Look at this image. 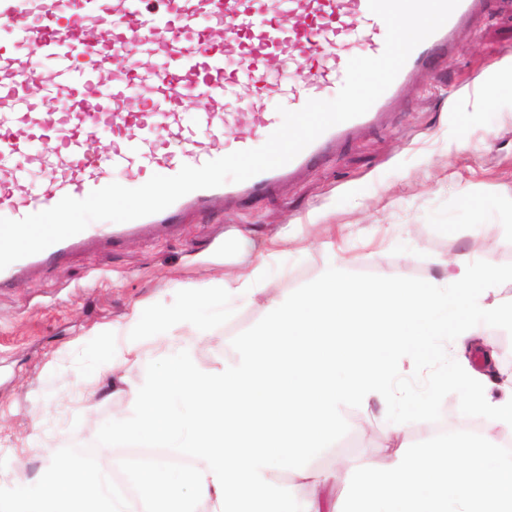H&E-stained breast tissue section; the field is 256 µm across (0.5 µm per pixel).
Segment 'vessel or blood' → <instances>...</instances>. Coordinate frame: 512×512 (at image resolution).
Segmentation results:
<instances>
[{"label":"vessel or blood","mask_w":512,"mask_h":512,"mask_svg":"<svg viewBox=\"0 0 512 512\" xmlns=\"http://www.w3.org/2000/svg\"><path fill=\"white\" fill-rule=\"evenodd\" d=\"M488 3L460 0L365 114L329 128L286 165L193 191L156 214L89 225L0 270V289L86 246L171 231L215 198L242 208L272 194L358 130L378 126L405 85L456 54L457 30ZM386 33L368 0H66L61 8L0 0V217L85 198L116 172L136 188L152 175L254 148L282 122L271 102L296 111L333 99L349 60L379 56ZM279 70L287 81L276 78ZM244 84L254 89L251 100L232 106ZM189 100L200 109L184 112ZM233 129L239 137L226 142ZM30 169L45 171L40 186L28 184Z\"/></svg>","instance_id":"b4317fda"}]
</instances>
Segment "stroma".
Returning a JSON list of instances; mask_svg holds the SVG:
<instances>
[{
  "label": "stroma",
  "mask_w": 512,
  "mask_h": 512,
  "mask_svg": "<svg viewBox=\"0 0 512 512\" xmlns=\"http://www.w3.org/2000/svg\"><path fill=\"white\" fill-rule=\"evenodd\" d=\"M456 41L459 53L406 86L382 124L355 133L274 195L240 209L214 201L170 233L81 250L1 289L0 487L34 484L66 435L95 446L100 465L123 456L96 447L98 429L129 412L126 390L192 330L175 329L165 343L140 341L138 355L115 372L103 367L102 338L178 291L223 286L248 260L223 248L226 233L261 240L287 231V246L267 258L261 278L265 294L283 298L319 277L333 254L345 271L443 286L442 262L483 257L480 224L492 227L494 260L512 263V0H493ZM231 306L234 316L192 345L202 371L235 363L232 338L264 315L244 299ZM467 358L479 372L505 371L512 335L483 326ZM342 414L348 434L306 469L271 471L317 512H339L357 468L394 458L380 401Z\"/></svg>",
  "instance_id": "1"
}]
</instances>
